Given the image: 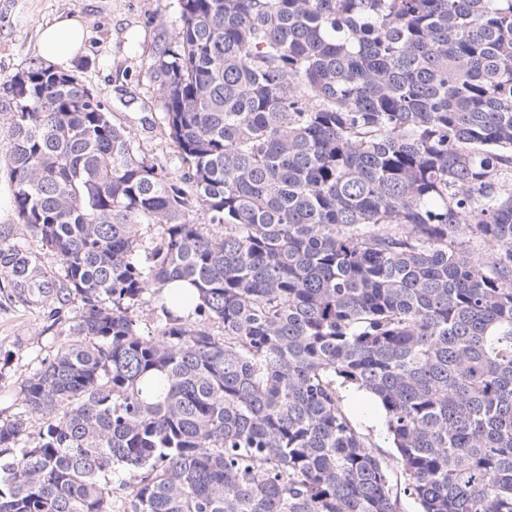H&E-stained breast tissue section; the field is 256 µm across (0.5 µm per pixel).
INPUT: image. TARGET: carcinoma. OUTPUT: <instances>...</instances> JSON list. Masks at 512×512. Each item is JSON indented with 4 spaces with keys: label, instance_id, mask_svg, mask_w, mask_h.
<instances>
[{
    "label": "carcinoma",
    "instance_id": "obj_1",
    "mask_svg": "<svg viewBox=\"0 0 512 512\" xmlns=\"http://www.w3.org/2000/svg\"><path fill=\"white\" fill-rule=\"evenodd\" d=\"M178 7V176L75 74L0 84V286L80 300L0 420V512H512V0ZM8 118L7 112H0V226L2 227L16 223L12 192L6 172V147L10 130ZM357 409L359 421L361 422V424L364 427H367L370 430H372V435L375 441L381 447L386 448L388 446V443L385 442L386 440L384 432L383 415L374 408L357 406Z\"/></svg>",
    "mask_w": 512,
    "mask_h": 512
}]
</instances>
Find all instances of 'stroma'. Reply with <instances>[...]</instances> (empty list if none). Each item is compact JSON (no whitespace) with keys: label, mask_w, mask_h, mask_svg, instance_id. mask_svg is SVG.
Here are the masks:
<instances>
[{"label":"stroma","mask_w":512,"mask_h":512,"mask_svg":"<svg viewBox=\"0 0 512 512\" xmlns=\"http://www.w3.org/2000/svg\"><path fill=\"white\" fill-rule=\"evenodd\" d=\"M81 18L84 50L67 67L126 127L142 150L177 172L176 148L159 117L163 101L149 73L155 48L171 42L179 25L177 0H0V79L38 59V30L57 16ZM70 313L26 306L0 291V419L12 415L31 365L68 346Z\"/></svg>","instance_id":"35a3bbf8"}]
</instances>
